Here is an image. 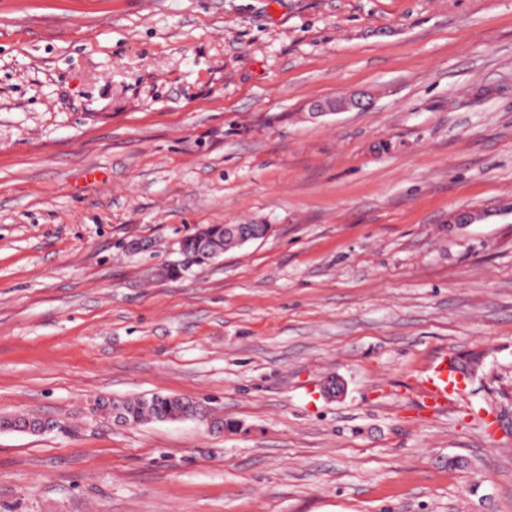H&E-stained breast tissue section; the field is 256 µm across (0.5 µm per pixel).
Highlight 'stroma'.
<instances>
[{
  "label": "stroma",
  "mask_w": 512,
  "mask_h": 512,
  "mask_svg": "<svg viewBox=\"0 0 512 512\" xmlns=\"http://www.w3.org/2000/svg\"><path fill=\"white\" fill-rule=\"evenodd\" d=\"M510 203L512 0H0V512H512ZM365 103L361 97L350 96L340 99H319L308 104V112L312 118L327 114L346 112L352 109H363ZM239 225L247 232L253 234L255 237L240 232L236 227L225 225V224H211L208 225L212 230L210 237L204 241L198 238L197 234L194 236L193 234L196 231L186 237L184 239V245L186 252L184 255H181V244L179 248V254L182 259L185 260V263L188 267L191 266H204L207 265L205 259L208 260V263H211L215 260L217 254H211L213 251H224V234L226 233L228 236V241L230 246L238 247L243 246L248 242L253 240H258L264 238L269 232V225L266 224H234ZM429 399L434 404L445 405L448 401V360L441 361L423 383ZM96 408L112 413V422L117 426H127L125 422L131 425H139L147 421L161 422L169 416L181 413L197 414L198 417L208 416L214 420L217 426H224V420L212 418L210 412L202 404L176 395L152 393L149 397L121 400L118 402L117 408L120 413L112 410L111 401H98ZM190 418L192 417L182 416L165 421H184Z\"/></svg>",
  "instance_id": "35a3bbf8"
}]
</instances>
